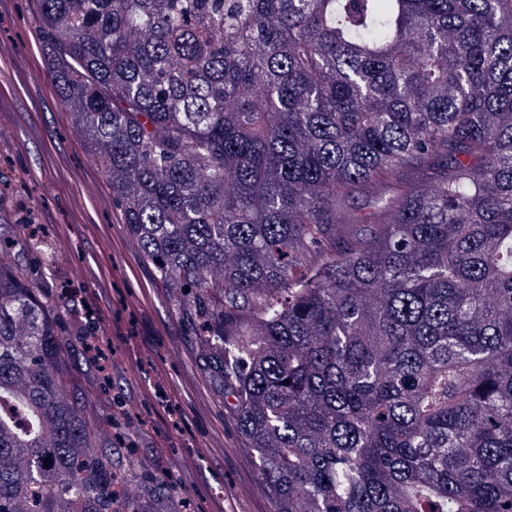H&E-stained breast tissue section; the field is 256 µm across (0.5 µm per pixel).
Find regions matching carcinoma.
Instances as JSON below:
<instances>
[{
  "mask_svg": "<svg viewBox=\"0 0 512 512\" xmlns=\"http://www.w3.org/2000/svg\"><path fill=\"white\" fill-rule=\"evenodd\" d=\"M39 2L271 512H512V0ZM33 274L0 258V512H178L122 494Z\"/></svg>",
  "mask_w": 512,
  "mask_h": 512,
  "instance_id": "carcinoma-1",
  "label": "carcinoma"
}]
</instances>
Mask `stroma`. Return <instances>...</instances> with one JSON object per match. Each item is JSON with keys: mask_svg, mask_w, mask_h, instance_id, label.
Instances as JSON below:
<instances>
[{"mask_svg": "<svg viewBox=\"0 0 512 512\" xmlns=\"http://www.w3.org/2000/svg\"><path fill=\"white\" fill-rule=\"evenodd\" d=\"M37 0H0V198L21 237L55 256L37 266L44 301L60 317L69 390L101 413L105 437L130 447L126 488L147 474L175 483L185 512H271L243 448L199 324L158 278L129 233L102 167L51 80ZM92 331L106 371L81 349ZM193 465H186V457Z\"/></svg>", "mask_w": 512, "mask_h": 512, "instance_id": "obj_1", "label": "stroma"}]
</instances>
